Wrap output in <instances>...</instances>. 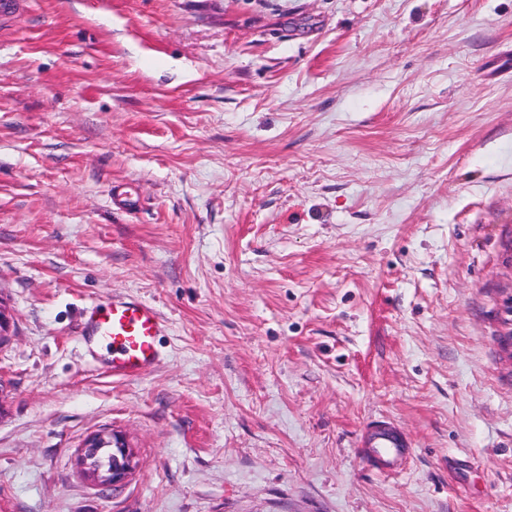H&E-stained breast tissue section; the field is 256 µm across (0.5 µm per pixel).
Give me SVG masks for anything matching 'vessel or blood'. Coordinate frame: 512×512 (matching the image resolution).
Segmentation results:
<instances>
[{
  "label": "vessel or blood",
  "mask_w": 512,
  "mask_h": 512,
  "mask_svg": "<svg viewBox=\"0 0 512 512\" xmlns=\"http://www.w3.org/2000/svg\"><path fill=\"white\" fill-rule=\"evenodd\" d=\"M167 327L159 310L148 301L115 294L82 309L77 340L99 370L120 377H137L158 361ZM359 453L378 470L396 474L410 448L399 428L382 420L362 438Z\"/></svg>",
  "instance_id": "1"
}]
</instances>
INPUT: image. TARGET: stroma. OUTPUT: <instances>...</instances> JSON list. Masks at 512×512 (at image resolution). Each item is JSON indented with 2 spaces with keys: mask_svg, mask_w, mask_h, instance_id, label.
Returning <instances> with one entry per match:
<instances>
[{
  "mask_svg": "<svg viewBox=\"0 0 512 512\" xmlns=\"http://www.w3.org/2000/svg\"><path fill=\"white\" fill-rule=\"evenodd\" d=\"M114 293L136 378L75 339ZM0 304V512H512V0H21ZM167 327L159 310L148 301L112 294L82 309L77 340L99 370L112 376L138 377L158 361ZM410 453L408 442L391 421L376 422L361 440L359 454L379 471L399 473L401 464ZM82 448L80 462L89 477L100 486L122 483L134 469L133 453L119 434H97L88 439ZM102 449L110 450V463L100 459L99 451Z\"/></svg>",
  "mask_w": 512,
  "mask_h": 512,
  "instance_id": "obj_1",
  "label": "stroma"
}]
</instances>
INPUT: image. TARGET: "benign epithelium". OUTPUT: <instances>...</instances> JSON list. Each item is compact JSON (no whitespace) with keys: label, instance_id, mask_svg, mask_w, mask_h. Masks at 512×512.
Returning a JSON list of instances; mask_svg holds the SVG:
<instances>
[{"label":"benign epithelium","instance_id":"benign-epithelium-1","mask_svg":"<svg viewBox=\"0 0 512 512\" xmlns=\"http://www.w3.org/2000/svg\"><path fill=\"white\" fill-rule=\"evenodd\" d=\"M81 464L100 486L124 482L134 469L133 453L124 438L116 433L97 434L83 445Z\"/></svg>","mask_w":512,"mask_h":512}]
</instances>
